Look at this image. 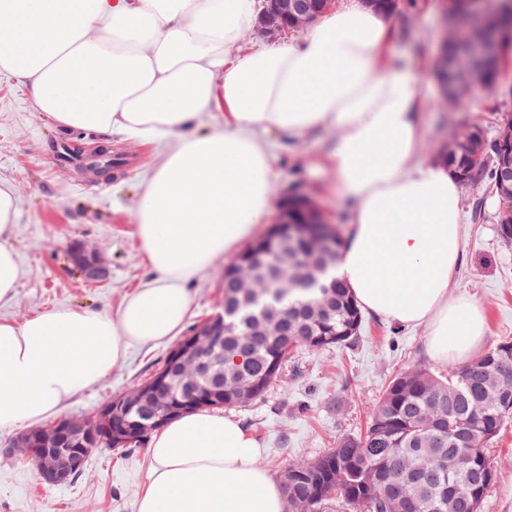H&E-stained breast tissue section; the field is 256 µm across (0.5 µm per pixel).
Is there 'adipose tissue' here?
I'll use <instances>...</instances> for the list:
<instances>
[{
	"mask_svg": "<svg viewBox=\"0 0 512 512\" xmlns=\"http://www.w3.org/2000/svg\"><path fill=\"white\" fill-rule=\"evenodd\" d=\"M258 0H0V70L67 128L162 140L142 181L137 234L152 270L116 315L55 309L0 318V432L56 415L133 347L178 335L188 287L271 214L275 156L265 135L328 128L338 195L351 204L336 276L359 305L427 326L438 361L472 358L481 308L448 289L461 264L465 200L444 159H420L424 101L396 58L386 13L342 0L301 37L242 50ZM223 128L197 132L202 113ZM15 200L0 187V303L19 270ZM137 512H284L252 431L189 412L158 430Z\"/></svg>",
	"mask_w": 512,
	"mask_h": 512,
	"instance_id": "obj_1",
	"label": "adipose tissue"
}]
</instances>
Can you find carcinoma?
Instances as JSON below:
<instances>
[{"instance_id": "cac0c4a2", "label": "carcinoma", "mask_w": 512, "mask_h": 512, "mask_svg": "<svg viewBox=\"0 0 512 512\" xmlns=\"http://www.w3.org/2000/svg\"><path fill=\"white\" fill-rule=\"evenodd\" d=\"M484 159L444 155L464 185L489 186L501 205L500 220L512 222V196L497 183L499 160L512 154V142H487ZM308 236L270 242L255 256L252 287L256 299L224 279V407H245L264 398L281 377L295 348L318 350L354 342L363 313L340 283L328 293L317 287L281 290L272 253L311 252ZM296 311L309 335L284 346L275 336L252 344L253 333L268 328L269 309ZM503 343L463 365L434 372L414 367L393 376L374 406L366 431L349 436L312 460L288 464L280 475L288 512H391L388 488L398 486L415 500L416 512H468L482 503L496 480L487 445L512 417V370L498 369ZM484 370V382H466L468 372Z\"/></svg>"}]
</instances>
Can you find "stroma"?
Returning a JSON list of instances; mask_svg holds the SVG:
<instances>
[{"mask_svg": "<svg viewBox=\"0 0 512 512\" xmlns=\"http://www.w3.org/2000/svg\"><path fill=\"white\" fill-rule=\"evenodd\" d=\"M413 13L390 19L393 46L399 57L418 66L424 99L421 157L436 158L455 127L478 122L487 136L512 116V46L496 83L454 109L441 102L436 69L442 27L437 0H416ZM69 136L83 149L107 147L123 155L128 166L115 173L88 171L80 164L54 165L47 158L52 142ZM274 154L276 197L303 192L317 201L330 223L346 231L347 203L336 195L333 176L320 154L335 142L329 129L298 139L266 135ZM158 141L135 143L119 136L64 128L37 111L29 90L0 73V182L9 183L17 199L11 244L20 278L14 298L0 305V317L23 321L54 308H91L114 312L125 294L151 271L139 251L136 209L145 173L162 153ZM462 215L463 263L449 289L453 298L468 297L487 317L484 347L512 341V243L499 235L497 198L486 187L467 186ZM482 217L473 220L474 205ZM96 246L107 268L105 281H86L69 261L74 243ZM236 253L219 257L189 287L192 307L186 320L194 326L220 309L224 270ZM426 327H400L367 314L358 343L351 348L302 350L289 362L265 400L227 415L254 432L261 443V464L280 476L288 463L314 458L349 435L363 433L368 415L390 375L411 367L444 370L427 352ZM170 342L130 349L91 390L62 411L87 417L108 399L135 388L164 359ZM498 478L482 512H512V419L489 446ZM151 458L147 448L131 453L102 448L91 453L79 479L62 486L39 482L32 464L0 454V512H137V498L148 483Z\"/></svg>", "mask_w": 512, "mask_h": 512, "instance_id": "1", "label": "stroma"}]
</instances>
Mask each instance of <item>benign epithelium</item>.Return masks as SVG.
Here are the masks:
<instances>
[{"label":"benign epithelium","mask_w":512,"mask_h":512,"mask_svg":"<svg viewBox=\"0 0 512 512\" xmlns=\"http://www.w3.org/2000/svg\"><path fill=\"white\" fill-rule=\"evenodd\" d=\"M454 0H442L445 31L440 66L446 69L462 58L473 67L461 84L443 95L442 101L455 105L484 87L483 64L498 58L496 29L501 22L499 10H489L485 0H472L465 23L456 25L452 12ZM318 14L307 6V0H265L258 26L270 36L300 31L314 22ZM485 141L472 132L457 130L448 135L446 149L477 159L482 156ZM305 224H324L323 211L303 198ZM70 261L81 276L97 282L106 276V264L100 252L80 243L70 252ZM227 325L219 314L196 328L167 354L166 368L154 379L104 403L89 419L63 418L48 428H34L19 435L11 453L33 463L39 480L46 485L68 484L83 469L86 454L98 447L102 439L109 446L126 445L133 437L146 438L169 420L190 412L206 402L223 403L224 393L198 384L204 370L224 354V332ZM153 407V414L130 421L128 414L143 406Z\"/></svg>","instance_id":"7a95c632"}]
</instances>
